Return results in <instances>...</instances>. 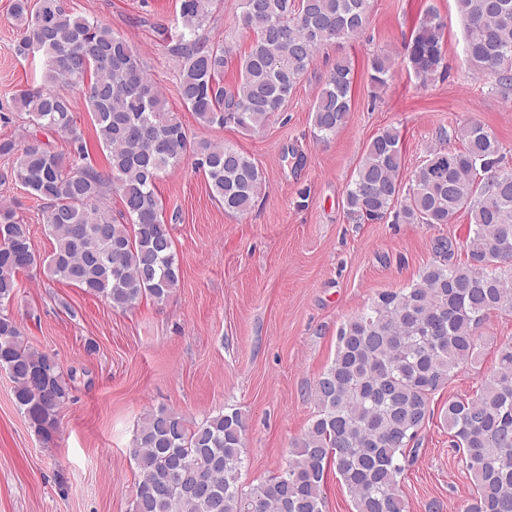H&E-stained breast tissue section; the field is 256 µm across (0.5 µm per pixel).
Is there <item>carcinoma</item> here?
I'll list each match as a JSON object with an SVG mask.
<instances>
[{
    "label": "carcinoma",
    "mask_w": 512,
    "mask_h": 512,
    "mask_svg": "<svg viewBox=\"0 0 512 512\" xmlns=\"http://www.w3.org/2000/svg\"><path fill=\"white\" fill-rule=\"evenodd\" d=\"M464 22V64L476 81L512 88V0H456ZM216 0H181L175 34L167 35L177 92L199 126L234 125L258 132L281 111L318 51L355 39L370 0H238L242 26L254 38L239 55V82L224 87L232 47L203 34ZM19 31L13 52L44 57L38 88L17 95L33 131L20 143L0 140L16 156L6 178L43 205L54 242L49 272L84 293L127 311L142 299L162 303L179 282L172 226L157 183L187 153L224 211L251 209L263 172L233 145L192 140L155 85L137 49L112 28L72 12L68 0H14ZM444 23L428 9L402 61L427 81L443 60ZM375 86L391 62L370 60ZM84 95L109 171L90 160L65 90ZM352 77L339 57L312 110L313 134L326 142L346 122ZM67 139L56 152L38 134ZM458 149L439 147L404 173L401 138L386 128L369 142L345 193L358 223L390 212L405 224H450L466 214L464 258L446 240L418 279L379 294L337 334L336 357L311 391L314 420L278 474L241 483L245 424L237 411L201 421L160 407L138 424L129 455L139 472L130 512H326L325 476L336 469L355 512H406L398 477L415 457L431 417L433 395L460 366L476 360L479 330L493 313L512 312V169L502 146L477 123L462 126ZM122 208L113 212L110 194ZM41 262L30 229L0 208V370L14 383L17 407L45 443L72 386L56 358L24 339L9 313L19 275ZM454 452L473 490L462 512H512V344L497 349L475 396L450 399L443 414Z\"/></svg>",
    "instance_id": "obj_1"
}]
</instances>
